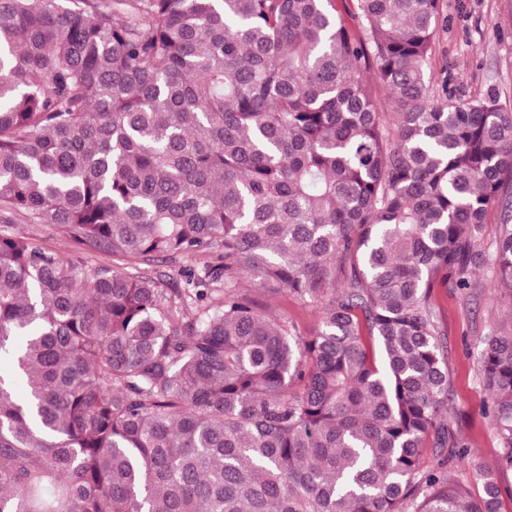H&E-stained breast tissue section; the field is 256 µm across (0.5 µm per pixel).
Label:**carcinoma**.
Here are the masks:
<instances>
[{
	"mask_svg": "<svg viewBox=\"0 0 512 512\" xmlns=\"http://www.w3.org/2000/svg\"><path fill=\"white\" fill-rule=\"evenodd\" d=\"M347 15L0 0V223L112 256L0 229V512H504L512 324L478 355L490 467L448 422L433 295L485 267L512 294V108L426 74L442 0ZM13 233L25 236L43 246L53 248L65 256H79L87 265L112 262V257L84 250L74 243L56 224H7ZM278 302L280 308L288 314L289 320L297 325L302 334L309 335L317 327V316L312 307L290 296L281 297Z\"/></svg>",
	"mask_w": 512,
	"mask_h": 512,
	"instance_id": "cac0c4a2",
	"label": "carcinoma"
}]
</instances>
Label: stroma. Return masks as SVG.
I'll return each instance as SVG.
<instances>
[{
  "instance_id": "35a3bbf8",
  "label": "stroma",
  "mask_w": 512,
  "mask_h": 512,
  "mask_svg": "<svg viewBox=\"0 0 512 512\" xmlns=\"http://www.w3.org/2000/svg\"><path fill=\"white\" fill-rule=\"evenodd\" d=\"M443 18L427 72L446 70L450 100L493 88L502 103L512 107V0H443ZM11 230L89 265L106 259L105 254L81 248L55 224L17 223ZM472 280V292H441L434 304L445 333L448 416L469 456L491 465L497 441L483 414L486 395L479 383L477 355L489 325L512 321V297L500 290L490 270L476 272Z\"/></svg>"
}]
</instances>
